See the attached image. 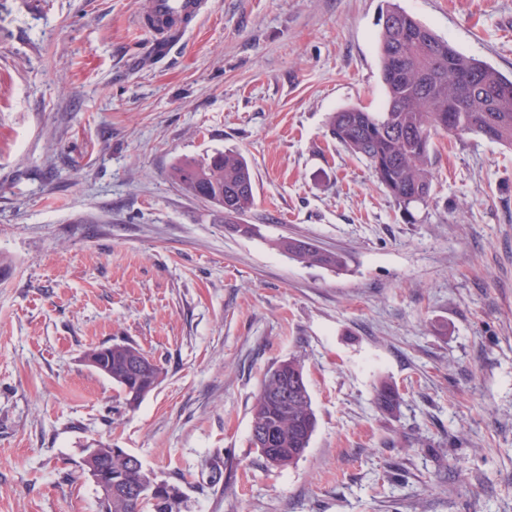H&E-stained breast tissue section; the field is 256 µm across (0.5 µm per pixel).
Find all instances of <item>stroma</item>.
I'll return each mask as SVG.
<instances>
[{"instance_id": "stroma-1", "label": "stroma", "mask_w": 512, "mask_h": 512, "mask_svg": "<svg viewBox=\"0 0 512 512\" xmlns=\"http://www.w3.org/2000/svg\"><path fill=\"white\" fill-rule=\"evenodd\" d=\"M389 1L211 0L160 52L147 0H0V512H99L98 441L182 512H512V149L439 133L406 215L328 131L383 107ZM393 1L512 76V0ZM225 150L254 177L241 224L170 177ZM120 341L164 368L133 409L83 360ZM288 358L317 427L277 469L251 407ZM274 245L279 251L301 263L329 268H339L343 265L342 257L338 254L322 251L303 239L282 237L277 239Z\"/></svg>"}]
</instances>
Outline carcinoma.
<instances>
[{"mask_svg":"<svg viewBox=\"0 0 512 512\" xmlns=\"http://www.w3.org/2000/svg\"><path fill=\"white\" fill-rule=\"evenodd\" d=\"M387 15L397 21L381 23L378 40L381 80L386 101L381 112L346 107L329 117V131L338 144L364 160L378 182L405 212L428 202L433 191V135H486L490 141L512 147V77L486 62L457 51L413 16L391 4ZM467 72L481 89L460 98L457 75ZM462 99L459 127L448 129V101ZM172 180L187 195L210 203L224 214V223L237 224L254 206V181L247 161L234 151L216 152L203 159H182L171 169ZM279 251L309 265L339 268L342 257L309 241L282 237ZM127 344H112V383L124 401L133 391L160 380L163 367L154 363L142 377L130 375ZM288 382V407L272 394ZM398 391L383 384L377 402L385 410L397 406ZM309 386L301 362L295 358L273 365L260 383L251 408V427L270 429L276 443L261 451L267 464L286 468L309 448L316 429ZM150 472L130 469L119 455L112 456V499L100 500L101 512H181V492L172 487L165 506L126 499L121 485L149 479Z\"/></svg>","mask_w":512,"mask_h":512,"instance_id":"obj_1","label":"carcinoma"}]
</instances>
